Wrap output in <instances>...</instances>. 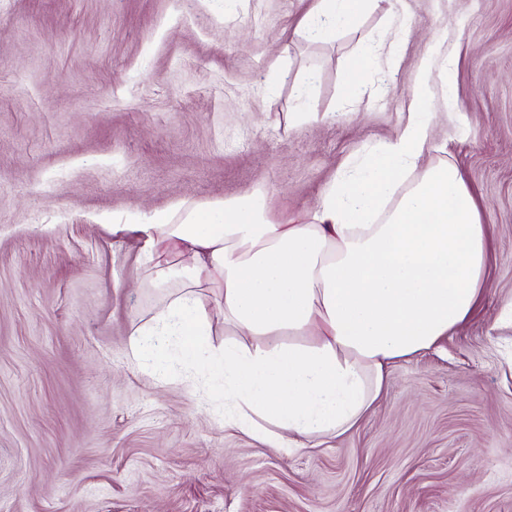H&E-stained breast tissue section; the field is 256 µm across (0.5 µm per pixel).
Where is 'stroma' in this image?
<instances>
[{
	"instance_id": "1",
	"label": "stroma",
	"mask_w": 512,
	"mask_h": 512,
	"mask_svg": "<svg viewBox=\"0 0 512 512\" xmlns=\"http://www.w3.org/2000/svg\"><path fill=\"white\" fill-rule=\"evenodd\" d=\"M311 3L0 0V512H512V0H406L408 26L375 0L331 42L296 35ZM434 34L431 158L490 237L472 318L289 453L225 427L182 366L133 364L173 290L147 287L129 215L261 191L270 221L307 220L399 130ZM360 48L380 60L352 100Z\"/></svg>"
}]
</instances>
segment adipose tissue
<instances>
[{
  "mask_svg": "<svg viewBox=\"0 0 512 512\" xmlns=\"http://www.w3.org/2000/svg\"><path fill=\"white\" fill-rule=\"evenodd\" d=\"M370 0H313L298 25L328 41ZM439 52L429 41L396 135L341 167L311 222L274 224L253 193L139 212L128 231L150 285L180 290L136 328L130 356L164 380L175 360L224 375V422L273 448H302L354 428L392 366L439 348L486 285L488 237L460 170L432 163L424 103ZM414 183H407L410 173ZM188 257L176 267L170 256ZM221 302L223 351L209 345L208 296Z\"/></svg>",
  "mask_w": 512,
  "mask_h": 512,
  "instance_id": "ef3b65f1",
  "label": "adipose tissue"
}]
</instances>
